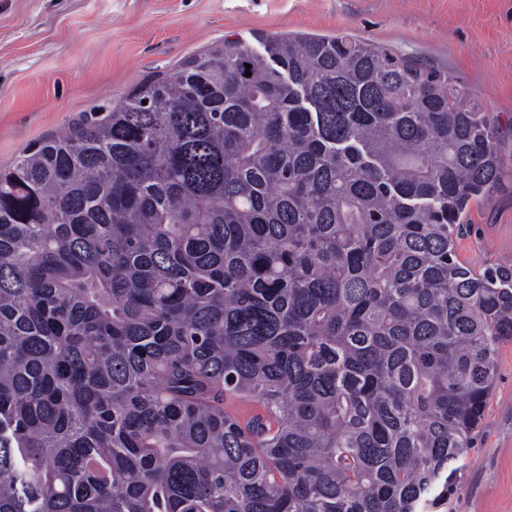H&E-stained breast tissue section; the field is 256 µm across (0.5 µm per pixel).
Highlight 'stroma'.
<instances>
[{
    "label": "stroma",
    "mask_w": 512,
    "mask_h": 512,
    "mask_svg": "<svg viewBox=\"0 0 512 512\" xmlns=\"http://www.w3.org/2000/svg\"><path fill=\"white\" fill-rule=\"evenodd\" d=\"M271 34L347 35L450 73L512 156V0H0V165L210 45L259 51ZM456 245L470 266L512 269V179L471 205ZM440 512H512V341Z\"/></svg>",
    "instance_id": "35a3bbf8"
}]
</instances>
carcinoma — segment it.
<instances>
[{"mask_svg": "<svg viewBox=\"0 0 512 512\" xmlns=\"http://www.w3.org/2000/svg\"><path fill=\"white\" fill-rule=\"evenodd\" d=\"M498 137L445 72L280 35L0 167V512L447 501L512 340L454 238Z\"/></svg>", "mask_w": 512, "mask_h": 512, "instance_id": "cac0c4a2", "label": "carcinoma"}]
</instances>
